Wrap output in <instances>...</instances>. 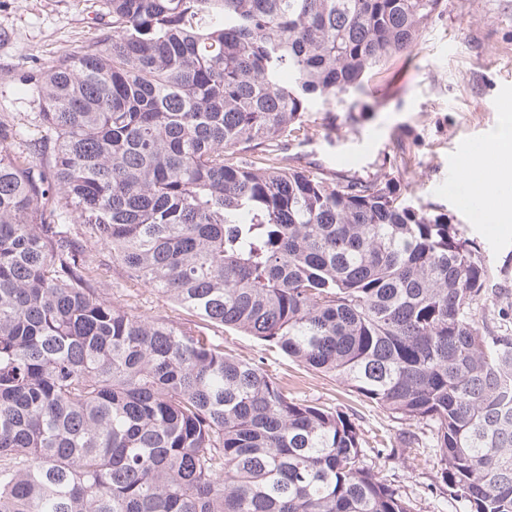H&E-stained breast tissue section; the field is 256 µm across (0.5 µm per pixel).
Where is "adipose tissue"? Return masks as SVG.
<instances>
[{"label":"adipose tissue","mask_w":512,"mask_h":512,"mask_svg":"<svg viewBox=\"0 0 512 512\" xmlns=\"http://www.w3.org/2000/svg\"><path fill=\"white\" fill-rule=\"evenodd\" d=\"M459 178L469 198L486 207L489 218L512 208V138L505 136L472 153L461 165Z\"/></svg>","instance_id":"ef3b65f1"}]
</instances>
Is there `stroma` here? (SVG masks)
Instances as JSON below:
<instances>
[{
  "instance_id": "35a3bbf8",
  "label": "stroma",
  "mask_w": 512,
  "mask_h": 512,
  "mask_svg": "<svg viewBox=\"0 0 512 512\" xmlns=\"http://www.w3.org/2000/svg\"><path fill=\"white\" fill-rule=\"evenodd\" d=\"M111 23L102 0H0V115L28 126L39 109L25 83L32 63L47 65L78 51L107 33ZM366 91L381 106L358 113L353 122L345 118L353 95H343L335 107L338 119L329 126L321 123L322 104L314 103L309 117L319 120L318 132L291 142V153L324 173L358 178L382 173L385 162L401 163L400 186L408 203L447 214L459 237L479 245L512 302V219L473 221L465 199L448 188L458 179L464 156L495 140L512 110V0H443L417 49L392 60ZM92 251L103 297L131 314L160 317L207 336L225 354L262 366L289 397L343 411L367 442V464L410 499L414 512H452L448 489L436 478L438 457L399 443L403 434L420 432L416 421L391 417L254 336L189 316L128 278L110 251L97 245ZM386 443L394 454L382 453Z\"/></svg>"
}]
</instances>
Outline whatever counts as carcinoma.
Segmentation results:
<instances>
[{"label": "carcinoma", "mask_w": 512, "mask_h": 512, "mask_svg": "<svg viewBox=\"0 0 512 512\" xmlns=\"http://www.w3.org/2000/svg\"><path fill=\"white\" fill-rule=\"evenodd\" d=\"M443 0H105L0 118V512H413L344 413L100 297L128 277L429 427L455 512H512V315L392 172L288 153Z\"/></svg>", "instance_id": "carcinoma-1"}]
</instances>
